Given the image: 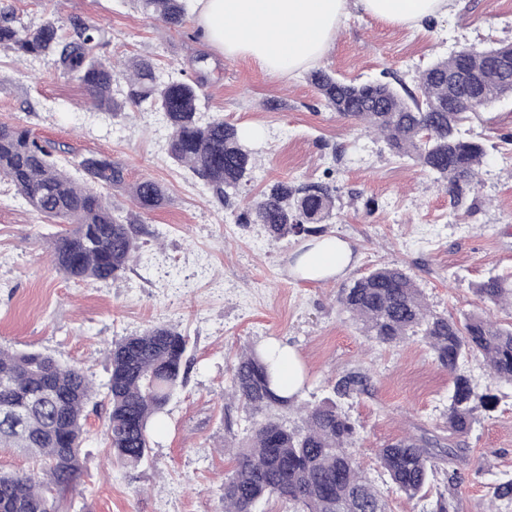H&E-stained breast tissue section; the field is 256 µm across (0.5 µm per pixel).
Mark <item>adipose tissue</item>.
<instances>
[{
    "label": "adipose tissue",
    "instance_id": "adipose-tissue-1",
    "mask_svg": "<svg viewBox=\"0 0 512 512\" xmlns=\"http://www.w3.org/2000/svg\"><path fill=\"white\" fill-rule=\"evenodd\" d=\"M455 0H197L198 20L208 40L224 55H246L265 69L293 72L323 57L339 22L355 7L380 20L419 27L447 16ZM354 261L348 242L315 237L304 245L294 264L305 280L327 281ZM276 367L281 395L302 386L296 353L278 343L266 346Z\"/></svg>",
    "mask_w": 512,
    "mask_h": 512
}]
</instances>
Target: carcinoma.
<instances>
[{
  "label": "carcinoma",
  "instance_id": "obj_1",
  "mask_svg": "<svg viewBox=\"0 0 512 512\" xmlns=\"http://www.w3.org/2000/svg\"><path fill=\"white\" fill-rule=\"evenodd\" d=\"M161 22L179 27L185 0H136ZM64 36L58 19L49 17L30 29L0 17V50L51 56L59 69L83 86L92 105L117 115L128 104H146L162 113L171 128L168 158L204 180L229 206L250 182L256 153L242 132L224 118L200 116V84L192 79H162L153 62L136 57L115 72L112 62L95 53L102 33L84 21ZM125 80V98L114 84ZM308 79L329 109L359 121L383 138L396 156L410 159L456 199L479 183L488 153L480 143L461 137L460 126L495 102L512 96V43L480 51L460 50L419 72L417 92L401 94L389 83L343 81L318 69ZM61 144L43 143L19 126L0 125V180L14 188L37 215L59 220L66 228L49 241L54 267L69 279L114 281L122 276L148 234L143 215L161 207L165 191L150 179L126 181L124 169L107 157L76 163L84 183L60 168ZM126 187L138 212L122 214L96 187ZM338 188L331 182H277L239 215L241 224H259L275 241L304 239L326 232L336 217ZM487 307L512 306V280L492 276L477 285ZM343 312L364 336L395 345L419 336L435 360L452 375L445 430L448 435L409 436L380 449L379 467L396 489L421 497L440 471L446 492L428 512H457L454 491L471 464L468 449L451 437L468 432L476 413L496 407L491 389L479 393L461 363L475 355L495 382L512 383V325L471 314L458 320L433 310L411 276L396 266L376 267L341 290ZM187 337L167 325H155L112 343L110 376L105 384L108 416L105 438L115 462L138 467L148 460L151 433L173 395L185 384ZM364 391L355 374L342 377L333 396L318 403L300 401V393L276 390L273 361L261 350H242L231 366L228 395L238 400L252 424L245 437L232 433L225 446L235 466L224 478V512H257L271 496L288 512H389L388 504L360 469L354 455L356 429L339 400ZM99 395L87 372L39 352L0 346V448L34 459L39 471L0 473V512H67L62 494L75 486L83 469L84 421ZM300 415L291 427L283 414Z\"/></svg>",
  "mask_w": 512,
  "mask_h": 512
}]
</instances>
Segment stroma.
Listing matches in <instances>:
<instances>
[{
	"mask_svg": "<svg viewBox=\"0 0 512 512\" xmlns=\"http://www.w3.org/2000/svg\"><path fill=\"white\" fill-rule=\"evenodd\" d=\"M0 12L28 27L50 15L63 26L79 17L102 28L98 55L148 57L164 78L203 75L202 112L260 130L242 202L277 180L333 177L341 210L326 232L355 253L354 264L330 282L298 277L294 258L302 242L276 243L262 226L237 223L236 210L173 165L161 113L145 106L118 117L98 111L53 58L1 54L0 124L68 145L76 160L108 157L123 165L127 181L161 184L167 201L148 216L149 233L122 278L78 282L53 269L46 253L58 225L41 223L0 183V344L84 367L100 386L109 377L113 341L157 324L189 339L187 382L152 434L151 462L135 469L113 463L105 411H90L83 471L67 495L70 512H220V487L234 466L224 420L232 418L241 437L250 428L225 393L230 367L241 347L270 341L296 352L306 377L302 401H319L348 373L364 377V392L341 401L361 436L356 460L390 512H428L443 476L434 477L426 498L407 500L379 469L377 451L405 433H432L443 424L448 373L420 337L397 346L371 343L336 296L369 270L391 265L410 273L435 311H479L475 285L512 272V98L466 123L467 138L484 145L489 161L478 190L458 203L412 161L390 155L354 120L329 111L308 69L269 73L249 57L216 52L197 24L195 0L178 28L143 14L135 0H0ZM496 42H512V0H460L454 13L421 28L384 24L354 9L319 65L360 83L391 73L409 86L432 61ZM496 393L497 406L480 412L460 438L484 468L460 486L458 512H512L492 496L497 480L512 478V385L500 384Z\"/></svg>",
	"mask_w": 512,
	"mask_h": 512,
	"instance_id": "1",
	"label": "stroma"
}]
</instances>
